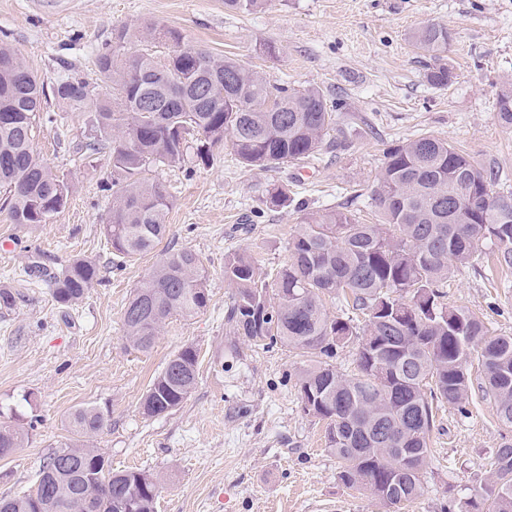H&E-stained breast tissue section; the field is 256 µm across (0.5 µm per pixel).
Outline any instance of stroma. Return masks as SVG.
<instances>
[{
  "instance_id": "stroma-1",
  "label": "stroma",
  "mask_w": 512,
  "mask_h": 512,
  "mask_svg": "<svg viewBox=\"0 0 512 512\" xmlns=\"http://www.w3.org/2000/svg\"><path fill=\"white\" fill-rule=\"evenodd\" d=\"M148 20L272 82L319 87L336 127L315 157L268 171L246 167L228 148L189 176L158 170L172 199L161 246L200 255L210 303L192 318L169 319L153 348L140 352L123 339L122 313L157 255L114 261L101 232L112 205L108 158L88 167L76 150L86 113L48 101L54 121L35 148L74 192L37 226L11 223L0 210V241L12 243L0 248V287L19 295L12 309L0 310V407L19 405L23 419L36 421L31 441L0 459V496L32 490L44 458L69 436L68 415L82 406L108 415L96 446L113 469L158 477L157 512H441L450 499L482 494L512 430L499 424L475 382L439 411L420 497L389 507L347 490L325 424L302 409V358L278 344H250L226 324L233 290L224 257L244 250L261 272L279 270L299 230L300 206L345 209L377 223L371 190L385 150L422 134L495 168L499 189L512 190V128L499 123L496 109L499 88L512 80V0H272L249 14L225 11L224 0H0V41L45 80L67 68L91 80L113 31ZM429 23L455 35L448 53L455 78L445 89L426 83L410 42ZM275 184L288 186L290 204L267 207ZM78 256L98 258L107 270L81 303L64 307L28 266L37 259L57 271ZM448 302L480 313L490 334L512 335V268L477 252L451 278ZM185 345L199 352L195 390L171 413L144 416L142 395Z\"/></svg>"
}]
</instances>
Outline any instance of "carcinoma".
Segmentation results:
<instances>
[{
	"instance_id": "obj_1",
	"label": "carcinoma",
	"mask_w": 512,
	"mask_h": 512,
	"mask_svg": "<svg viewBox=\"0 0 512 512\" xmlns=\"http://www.w3.org/2000/svg\"><path fill=\"white\" fill-rule=\"evenodd\" d=\"M268 2L224 0V10L256 12ZM161 37L168 42L164 59L127 48ZM411 41L427 59V83L447 88L453 33L432 23L412 32ZM96 81L106 89L101 97L75 73L49 84L0 43V206L13 224H45L70 199L68 179L34 148L50 95L65 110L90 113L80 146L88 166L108 154L112 208L102 230L121 259L153 252L169 231L172 201L148 176L152 168L191 172L228 142L246 166L275 169L318 153L334 124L319 88L274 83L235 58L183 45L178 31L151 21L113 33L96 56ZM497 112L512 126V83L498 91ZM499 179L444 139H406L387 149L375 178L372 201L381 223L297 207L301 230L272 289L247 252L224 259V279L233 287L227 321L235 332L308 358L297 373L302 409L325 422L327 451L347 489L386 505L420 496L439 404L467 393L474 359L498 421L512 428V336L489 335L482 317L449 305L444 291L480 245L512 268V192L496 190ZM290 201L286 186L268 191L272 208ZM100 277L97 260L76 257L49 277L52 296L72 307ZM207 281L194 250L162 251L125 305L127 344L147 352L169 318L206 310ZM338 297L352 316L327 311L326 300ZM355 337L357 373L346 377L330 359ZM198 366L194 346L175 351L143 394L142 414L178 409L197 385ZM36 421L0 424L1 459L29 442ZM106 421L92 406L72 411L70 438L43 460L35 490L0 496V512H156L158 478L143 469L114 473L96 447ZM486 500L487 512H512L511 440L495 453Z\"/></svg>"
}]
</instances>
